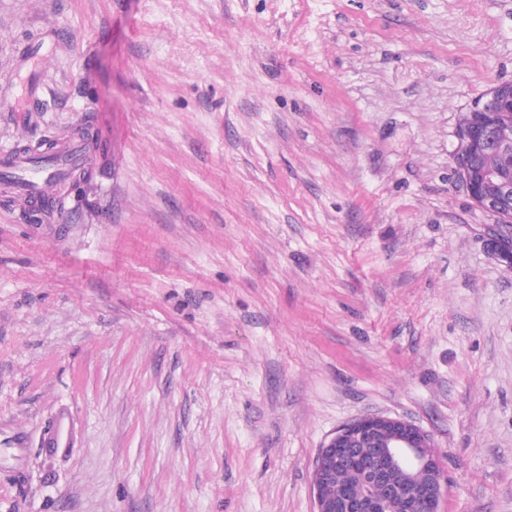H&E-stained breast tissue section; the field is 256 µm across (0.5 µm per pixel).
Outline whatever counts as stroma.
<instances>
[{
  "label": "stroma",
  "mask_w": 512,
  "mask_h": 512,
  "mask_svg": "<svg viewBox=\"0 0 512 512\" xmlns=\"http://www.w3.org/2000/svg\"><path fill=\"white\" fill-rule=\"evenodd\" d=\"M499 80L512 0H0V146L86 145L53 209L0 182V512H314L370 414L512 512V268L451 161Z\"/></svg>",
  "instance_id": "stroma-1"
}]
</instances>
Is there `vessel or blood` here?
<instances>
[{"mask_svg": "<svg viewBox=\"0 0 512 512\" xmlns=\"http://www.w3.org/2000/svg\"><path fill=\"white\" fill-rule=\"evenodd\" d=\"M84 153L85 147L82 143L72 142L60 150L56 163L38 168L27 155L9 147H1L0 174L13 180L19 194L39 199L57 184L67 180L70 168L82 161Z\"/></svg>", "mask_w": 512, "mask_h": 512, "instance_id": "vessel-or-blood-1", "label": "vessel or blood"}]
</instances>
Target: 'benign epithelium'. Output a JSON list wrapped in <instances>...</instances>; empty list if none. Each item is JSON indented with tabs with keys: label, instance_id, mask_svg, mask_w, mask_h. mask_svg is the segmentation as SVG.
Instances as JSON below:
<instances>
[{
	"label": "benign epithelium",
	"instance_id": "1",
	"mask_svg": "<svg viewBox=\"0 0 512 512\" xmlns=\"http://www.w3.org/2000/svg\"><path fill=\"white\" fill-rule=\"evenodd\" d=\"M471 121L457 125L452 151L455 180L473 205L495 218L488 233V247L506 266L512 265V171L492 169L483 155H512V80L494 83L470 106ZM388 432L387 447L366 448L380 428ZM346 466L364 474L357 495L330 498L323 488ZM397 469L415 471L419 477L409 487L408 507L438 512L447 478L439 450L431 435L401 417L368 415L339 426L320 448L312 471L315 512H378L385 499L402 497V488L389 482Z\"/></svg>",
	"mask_w": 512,
	"mask_h": 512
}]
</instances>
